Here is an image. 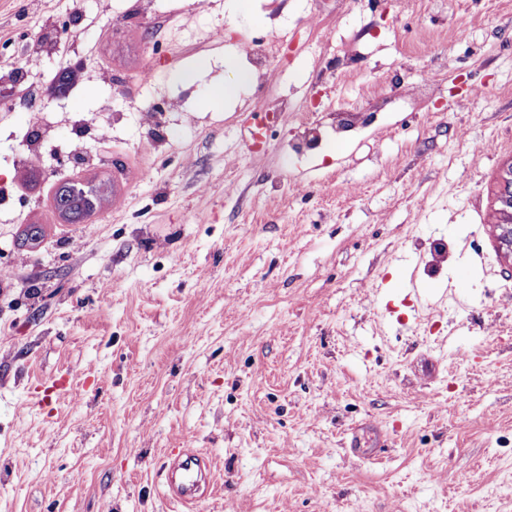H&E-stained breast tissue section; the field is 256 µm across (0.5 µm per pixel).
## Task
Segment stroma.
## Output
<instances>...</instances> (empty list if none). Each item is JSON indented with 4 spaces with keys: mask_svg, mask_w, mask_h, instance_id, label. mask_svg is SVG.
<instances>
[{
    "mask_svg": "<svg viewBox=\"0 0 512 512\" xmlns=\"http://www.w3.org/2000/svg\"><path fill=\"white\" fill-rule=\"evenodd\" d=\"M245 34L308 41L274 93L235 80ZM314 97L383 119L298 165ZM40 121L45 164L0 170V512H178L189 445L215 479L193 512H512V0H0V151ZM70 179L100 210L45 222ZM58 44L50 36H45L31 55L18 62V72L21 76L27 75L29 68L38 66L45 56L57 55ZM502 192L499 196L497 239L508 258H512V164L503 169Z\"/></svg>",
    "mask_w": 512,
    "mask_h": 512,
    "instance_id": "stroma-1",
    "label": "stroma"
}]
</instances>
